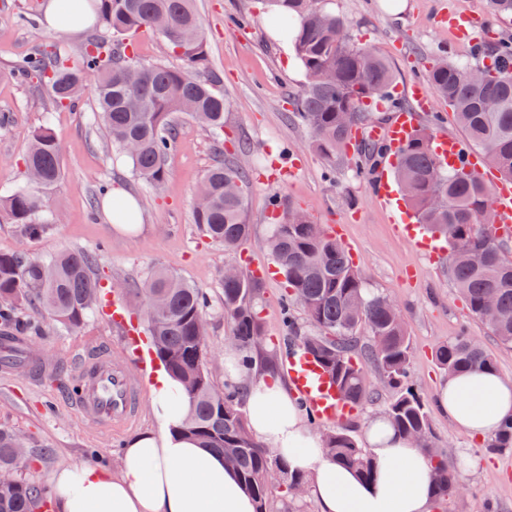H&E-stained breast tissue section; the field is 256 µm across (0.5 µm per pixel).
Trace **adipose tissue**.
<instances>
[{
    "mask_svg": "<svg viewBox=\"0 0 512 512\" xmlns=\"http://www.w3.org/2000/svg\"><path fill=\"white\" fill-rule=\"evenodd\" d=\"M227 383L243 390L253 436L307 475L318 512H430V464L383 416L364 431L377 465L375 480L364 483L326 457L295 390L256 368H229ZM150 400L155 425L127 439L118 470L82 463L54 473L55 512H254L223 457L181 432L192 404L179 382L158 374ZM435 400L458 430L484 441L512 421V385L491 371L449 376Z\"/></svg>",
    "mask_w": 512,
    "mask_h": 512,
    "instance_id": "ef3b65f1",
    "label": "adipose tissue"
}]
</instances>
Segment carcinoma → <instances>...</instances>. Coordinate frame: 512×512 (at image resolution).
<instances>
[{
  "label": "carcinoma",
  "mask_w": 512,
  "mask_h": 512,
  "mask_svg": "<svg viewBox=\"0 0 512 512\" xmlns=\"http://www.w3.org/2000/svg\"><path fill=\"white\" fill-rule=\"evenodd\" d=\"M195 0H88L99 32L91 35L79 57L64 45L43 40L32 54L17 60L14 73L51 87L43 124L35 130L23 159L26 182L0 197V221L15 224L24 238L43 233L51 219L48 200L62 180L63 149L50 127L51 113L79 99L87 78L95 80L96 119L111 146L128 158L133 173L158 188L167 178V160L176 134L174 117L187 113L204 131L220 140L228 101L221 76L212 70L203 22ZM323 0H267L271 27L291 37L294 53L305 74L295 117L313 136V147L329 164L345 155L352 127L367 118L370 103L386 99L394 82L387 59L370 46L352 39L336 43V28L347 20L321 5ZM142 30L159 34L169 51L182 61L178 67L142 60L134 46ZM493 66L480 79L474 66L440 57L427 81L438 97L448 101L470 143L483 151L503 176L512 178V42L497 45ZM395 182L410 184L405 196L417 223L448 242V276L470 313L487 322L499 341L512 345V258L508 244L497 236L491 242L478 235L477 217L490 205V190L471 170L442 163L432 149V137L417 130L397 152ZM247 169L216 161L204 175L195 200V223L212 242L232 252L250 235L246 219ZM268 247L289 288V302L299 305L313 331L298 335L295 323L288 332L297 347L316 358L341 399L353 405L373 400L366 370L382 373L395 390L384 415L398 433L422 438L420 449L433 471L435 498L459 490L455 472L462 459L430 449V410L410 383V336L399 309L384 295L369 291L350 264L342 244L307 215L274 225ZM262 281L242 274L222 281L224 315L232 321V339L242 354L241 366H251L263 349L254 338L264 335L259 317ZM96 256L77 250L46 258L0 253V322L3 338L11 331L18 311L28 305L53 323L76 331L94 314L101 301ZM495 304L486 306L489 293ZM137 294L144 322L157 358L179 380L193 401L183 432L201 447L224 456L253 498L255 512H270L272 481L284 487L306 486L304 475L254 439L239 395L213 383L205 365V338L198 326L206 320L207 298L178 275L151 271ZM368 329L369 340L359 345L355 329ZM448 374L493 371L495 362L464 333L436 350ZM323 449L337 465L354 471L366 482L375 467L368 449L347 428L321 435ZM487 451H512V423L504 424L487 444ZM26 455V444L9 428H0V469L12 468ZM46 497L20 476L0 484V512H35Z\"/></svg>",
  "instance_id": "cac0c4a2"
}]
</instances>
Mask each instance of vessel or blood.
I'll list each match as a JSON object with an SVG mask.
<instances>
[{"mask_svg": "<svg viewBox=\"0 0 512 512\" xmlns=\"http://www.w3.org/2000/svg\"><path fill=\"white\" fill-rule=\"evenodd\" d=\"M409 96L412 106L397 109L396 117L388 127L371 128V140L391 150L410 137L418 113L430 111L432 96L428 88L419 83L411 86ZM436 144L450 163L463 162L470 169L481 170L480 158L473 154L466 141L443 136L437 139ZM493 195V205L501 223L511 224L512 183L496 182ZM99 316L108 323L123 327L126 342L138 356L135 367L113 365L112 347L104 344L92 357L80 362L79 389L71 395L72 404L80 412L97 416L102 429L109 433L120 431L139 420L141 390L136 376L147 372L152 360L144 352L146 337L142 336L136 324L128 323L126 308L119 296L105 295ZM282 368L315 419L337 422L347 417L350 404L339 399L335 386L314 359L290 349L284 354Z\"/></svg>", "mask_w": 512, "mask_h": 512, "instance_id": "obj_1", "label": "vessel or blood"}]
</instances>
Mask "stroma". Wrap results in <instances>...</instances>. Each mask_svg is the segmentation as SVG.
Segmentation results:
<instances>
[{"label":"stroma","mask_w":512,"mask_h":512,"mask_svg":"<svg viewBox=\"0 0 512 512\" xmlns=\"http://www.w3.org/2000/svg\"><path fill=\"white\" fill-rule=\"evenodd\" d=\"M44 0H0V188L22 182L23 157L40 126L49 92L37 80L11 76V65L27 56L41 32ZM205 27L210 64L220 73L230 107L224 114V152L190 117L177 118L169 174L155 191L131 172L127 158L107 144L94 119L95 84L87 82L75 107L54 112L52 128L63 146V178L52 192L55 221L37 238L21 237L15 225L0 223V253L39 257L73 250L98 254V273L116 285L132 311L140 301L131 289L158 267L167 268L203 292L209 301L207 369L216 386L224 384V351L231 324L224 315L221 278L230 265L271 262L266 247L274 221H287L288 210L302 209L315 223L341 225V242L354 250L356 268L368 288L400 308L412 342L410 382L434 402L447 378L434 352L467 332L512 380V346L502 344L490 326L471 315L448 277V257L431 258L395 227L369 184L350 162L328 167L315 151L311 134L294 116L305 75L291 46L275 39L265 17L264 0H196ZM325 9L344 16L355 42L376 48L390 62L400 99L411 85L426 79L442 52L472 61L475 45L442 22L449 15L470 19L486 47L512 35V16L489 12L486 0H406L392 14L388 0H324ZM248 169L247 219L252 231L237 251L213 244L194 221L195 190L216 159ZM134 196L144 215L142 230H118L90 195L100 182ZM283 276L264 280L260 317L269 354L281 352L285 337ZM27 344L41 360L59 363L62 374L74 371L80 355L100 343L112 345V361L128 359L120 328L91 316L77 331L44 324L29 333ZM139 421L120 434H105L92 417L79 414L59 381L35 378L27 371L0 368V425L26 436L28 459L20 473L36 485H48L55 471L78 463L117 468L119 452L131 436L153 425L148 398H141ZM432 447L448 457L467 458L457 495L431 505V512H512V451L489 453L484 441L457 431L439 410L431 412Z\"/></svg>","instance_id":"obj_1"}]
</instances>
